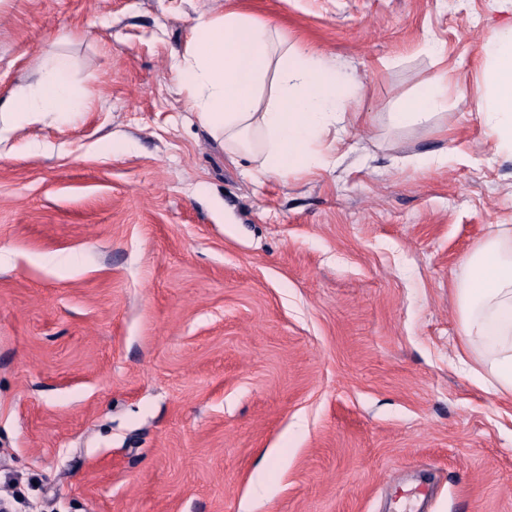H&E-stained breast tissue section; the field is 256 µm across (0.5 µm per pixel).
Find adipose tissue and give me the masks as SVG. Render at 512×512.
Instances as JSON below:
<instances>
[{"instance_id": "adipose-tissue-1", "label": "adipose tissue", "mask_w": 512, "mask_h": 512, "mask_svg": "<svg viewBox=\"0 0 512 512\" xmlns=\"http://www.w3.org/2000/svg\"><path fill=\"white\" fill-rule=\"evenodd\" d=\"M482 55L470 94L496 150L512 153V24L483 44ZM173 69L198 121L231 153L254 162V178L285 179L335 167L336 142L360 120L348 105L361 97V82L243 13H199ZM68 76V60L56 58L32 90L0 104V135L75 114L79 104ZM447 107L448 73L437 70L390 121L398 128L430 126L441 132ZM453 292L459 362L481 367L491 393L512 397L511 224L491 225L465 259Z\"/></svg>"}]
</instances>
